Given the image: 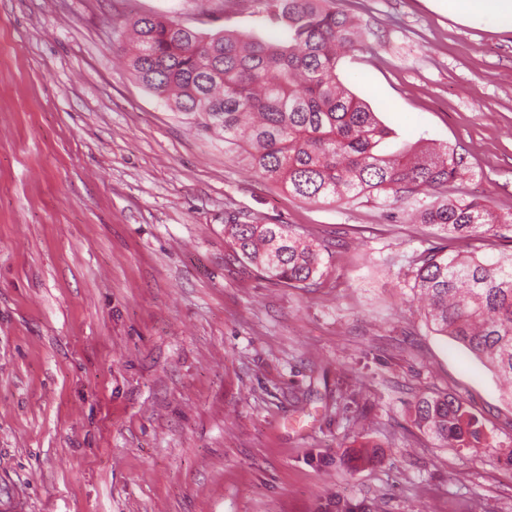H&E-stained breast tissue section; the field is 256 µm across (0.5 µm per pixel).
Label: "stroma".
<instances>
[{"label":"stroma","mask_w":512,"mask_h":512,"mask_svg":"<svg viewBox=\"0 0 512 512\" xmlns=\"http://www.w3.org/2000/svg\"><path fill=\"white\" fill-rule=\"evenodd\" d=\"M366 32L339 81L395 137L462 159L512 207V30L442 0H337ZM258 0H0V500L27 512H512V406L428 327L413 259L446 245L391 205L309 204L165 106L131 18L277 29ZM326 244L302 288L236 258L225 219ZM461 397L486 448L411 423Z\"/></svg>","instance_id":"obj_1"}]
</instances>
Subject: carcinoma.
<instances>
[{"mask_svg":"<svg viewBox=\"0 0 512 512\" xmlns=\"http://www.w3.org/2000/svg\"><path fill=\"white\" fill-rule=\"evenodd\" d=\"M279 37L249 32L206 33L168 17L134 19L129 66L172 109L204 133L239 150L254 175L308 203L348 204L424 193L412 213L452 239L482 241L512 233V211L450 191L461 159L448 147L381 150L390 132L369 106L337 80L342 54L364 31L336 0H258ZM224 236L242 260L269 280L302 288L323 274L326 247L288 224L231 215ZM413 290L437 334L448 336L512 386V256L488 259L478 250L432 247L413 264ZM412 423L442 446L487 444L480 419L463 399L422 394Z\"/></svg>","mask_w":512,"mask_h":512,"instance_id":"1","label":"carcinoma"}]
</instances>
